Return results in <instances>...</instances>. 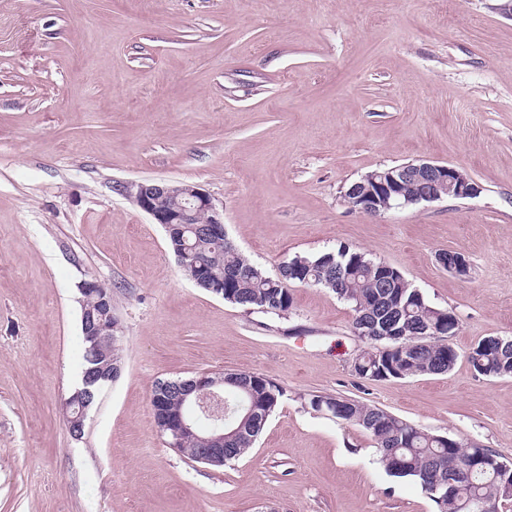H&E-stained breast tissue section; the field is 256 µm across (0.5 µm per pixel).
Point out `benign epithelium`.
I'll use <instances>...</instances> for the list:
<instances>
[{
    "label": "benign epithelium",
    "instance_id": "benign-epithelium-1",
    "mask_svg": "<svg viewBox=\"0 0 512 512\" xmlns=\"http://www.w3.org/2000/svg\"><path fill=\"white\" fill-rule=\"evenodd\" d=\"M407 183L418 185L419 191L412 200L402 197V186ZM448 189L455 199L473 198L480 193V185L465 171L450 165L438 164L427 159H418L399 166L380 168L351 183L344 196L351 197V208L361 213L377 216L395 206L416 205L443 198L442 190ZM119 194L130 199L141 211L151 217L154 223L170 230L176 224L194 227L198 216H208V223L216 232L224 230V217L217 210L208 194L193 186L187 191V198L176 197L174 188L165 182L123 181L115 186ZM439 264L448 271L464 276L468 262L459 253L440 252ZM192 387L182 396V410L167 417L157 427L159 434L170 433L167 445L177 449L182 437L201 430L196 415L199 412L216 419H224V413L212 410L213 402L222 401L224 373L204 372L190 380ZM205 448L201 449V461L224 463V430L214 429L202 437Z\"/></svg>",
    "mask_w": 512,
    "mask_h": 512
}]
</instances>
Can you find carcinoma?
I'll list each match as a JSON object with an SVG mask.
<instances>
[{"label": "carcinoma", "mask_w": 512, "mask_h": 512, "mask_svg": "<svg viewBox=\"0 0 512 512\" xmlns=\"http://www.w3.org/2000/svg\"><path fill=\"white\" fill-rule=\"evenodd\" d=\"M172 253L184 243L191 245L192 260L181 267L190 281H200L199 288L221 279L224 300L245 309L283 317L292 307L288 283L307 280L326 288L346 301L354 312L359 338L369 344L380 343L384 349L363 353L354 365L356 375L366 380L403 378L443 373L453 368L458 355L444 342L448 331V313L429 303L403 275L381 287L383 262L366 254L341 246L334 252L319 255H296L283 261L278 272L270 275L242 254L227 237H220L206 228L167 234ZM109 288L100 289L85 299L82 306L81 333L84 343V369L92 367L102 373L92 393L84 395L94 403L99 386L106 383L102 368L109 362L122 363L119 337L92 336L102 314L101 299ZM398 319L399 335H377L380 321L387 316ZM473 370L485 376L512 375V343H498L488 337L473 346L467 356ZM182 378L171 380V389L156 398L152 387L150 404L155 420L177 413L182 405ZM224 403L227 404L230 427L237 432L224 439L225 461L236 460L249 452L269 415L287 397L286 389L266 377L247 373L224 377ZM313 408L336 406L335 418L359 426L373 438L379 461L386 472L420 485L436 504L437 512H460V499L482 503L502 502L512 494V481L504 480L494 466L499 457L489 448L450 444L444 436L433 434L397 418L374 406L332 395H315L309 400ZM464 472L456 490L445 493L448 464Z\"/></svg>", "instance_id": "obj_1"}]
</instances>
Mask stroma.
<instances>
[{
  "mask_svg": "<svg viewBox=\"0 0 512 512\" xmlns=\"http://www.w3.org/2000/svg\"><path fill=\"white\" fill-rule=\"evenodd\" d=\"M498 0H0V512H436L386 473L360 401L512 462V376L471 347L512 339V18ZM415 159L466 199L349 208L347 187ZM205 190L268 273L346 245L397 268L459 326L448 372L368 381L348 303L290 284L280 318L194 286L161 225L113 189ZM465 256L460 277L437 261ZM112 289L122 370L74 439L82 281ZM202 372L288 394L221 467L168 447L150 391ZM495 338L488 337L473 346L467 356L468 362L480 375H512V342L508 343L511 339L501 338L503 343L499 345Z\"/></svg>",
  "mask_w": 512,
  "mask_h": 512,
  "instance_id": "obj_1",
  "label": "stroma"
}]
</instances>
